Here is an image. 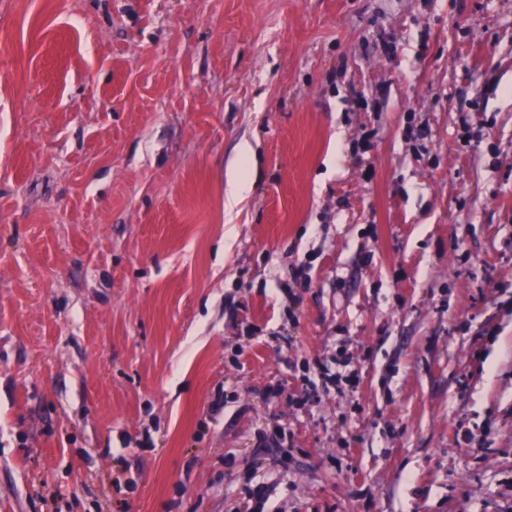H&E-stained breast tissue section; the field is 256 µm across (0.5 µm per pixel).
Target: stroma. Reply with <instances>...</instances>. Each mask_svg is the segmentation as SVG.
<instances>
[{"label": "stroma", "mask_w": 512, "mask_h": 512, "mask_svg": "<svg viewBox=\"0 0 512 512\" xmlns=\"http://www.w3.org/2000/svg\"><path fill=\"white\" fill-rule=\"evenodd\" d=\"M260 486L512 512V0H0V512ZM336 373L331 372V369L321 361L317 360L315 366L313 367V375L315 378H308L305 390L308 395H314L318 392L319 386L322 388L329 390V385L336 387V390H339V384L341 382V374L340 369L346 368L351 364L349 358L342 357L341 359L336 358Z\"/></svg>", "instance_id": "stroma-1"}]
</instances>
